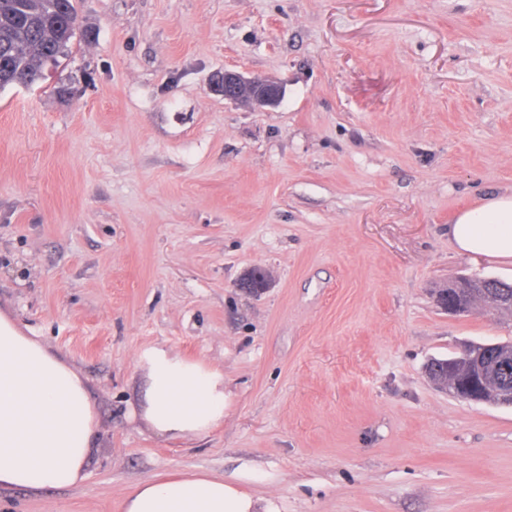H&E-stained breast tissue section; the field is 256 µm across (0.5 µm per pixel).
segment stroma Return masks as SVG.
Here are the masks:
<instances>
[{"label": "stroma", "instance_id": "obj_1", "mask_svg": "<svg viewBox=\"0 0 512 512\" xmlns=\"http://www.w3.org/2000/svg\"><path fill=\"white\" fill-rule=\"evenodd\" d=\"M76 7L69 55L0 92V312L88 379L97 437L81 483L0 489V512H123L196 473L280 512H512V406L424 373L512 342V318L435 301L512 280L448 239L512 188V0ZM226 69L283 100H225ZM154 347L223 372L210 434L146 424ZM453 285H455V283L448 286V288L441 289L437 293L439 296L443 293H448V300L446 299V294H444L443 298L439 299L440 307L448 311V313L460 314L469 312L474 308L476 302H480L479 299H475L466 293H462L461 289L466 288H468L470 293L475 295L477 298H480V295L484 294L485 291L489 292V288H496L495 291L499 293V296L510 299V305L512 308V284L492 278L473 277L460 285L461 288H451ZM478 345L480 344L471 342L465 343L461 347L457 356L448 358V363L444 362L446 360L444 358H434L429 361L426 369L430 368L434 370L436 367L440 372H443L445 370L447 371L448 368V373H458V371L461 369H467L470 373L472 369L477 370L480 379V392H475L473 390L464 388L461 385H458L453 395H450L467 402L485 403L486 391H489L494 385L498 388V393H502V389L495 378L494 370L490 367L480 365V358L484 352V349L480 348Z\"/></svg>", "mask_w": 512, "mask_h": 512}]
</instances>
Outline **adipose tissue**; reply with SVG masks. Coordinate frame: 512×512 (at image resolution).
Wrapping results in <instances>:
<instances>
[{
    "mask_svg": "<svg viewBox=\"0 0 512 512\" xmlns=\"http://www.w3.org/2000/svg\"><path fill=\"white\" fill-rule=\"evenodd\" d=\"M448 237L462 253L512 265V189L459 211ZM141 360L143 417L173 439L208 435L224 421V374L156 348ZM96 435L88 380L0 313V489L33 492L82 479ZM124 512H279L274 500L207 474L170 475L137 485Z\"/></svg>",
    "mask_w": 512,
    "mask_h": 512,
    "instance_id": "obj_1",
    "label": "adipose tissue"
}]
</instances>
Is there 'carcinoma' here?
<instances>
[{
    "instance_id": "1",
    "label": "carcinoma",
    "mask_w": 512,
    "mask_h": 512,
    "mask_svg": "<svg viewBox=\"0 0 512 512\" xmlns=\"http://www.w3.org/2000/svg\"><path fill=\"white\" fill-rule=\"evenodd\" d=\"M75 15V0H0V91L34 85L68 54ZM462 287L477 297L494 288L512 298V284L492 278L473 277Z\"/></svg>"
}]
</instances>
